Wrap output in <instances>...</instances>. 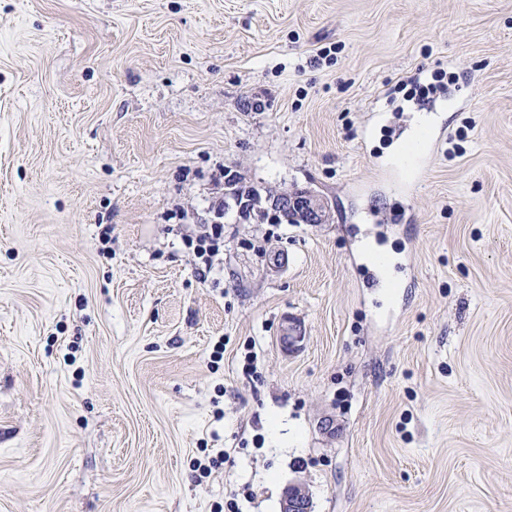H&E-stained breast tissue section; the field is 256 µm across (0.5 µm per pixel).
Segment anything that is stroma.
<instances>
[{
	"label": "stroma",
	"mask_w": 512,
	"mask_h": 512,
	"mask_svg": "<svg viewBox=\"0 0 512 512\" xmlns=\"http://www.w3.org/2000/svg\"><path fill=\"white\" fill-rule=\"evenodd\" d=\"M439 71L412 177L384 115ZM222 172L331 219H243ZM295 482L512 512V0H0V512ZM281 198L277 197L276 200L274 199L272 207L289 224L300 223L297 214L303 215L302 222L305 224H326L329 222L328 203L313 191L295 190L284 194L283 201L287 202L288 207L294 208L297 213L295 210H290L285 204H282ZM194 236H190L189 244L194 245V254L205 265L211 266L224 243V227L220 224H199Z\"/></svg>",
	"instance_id": "1"
}]
</instances>
